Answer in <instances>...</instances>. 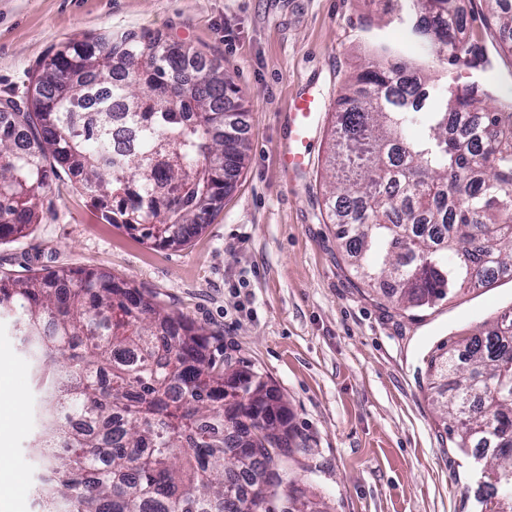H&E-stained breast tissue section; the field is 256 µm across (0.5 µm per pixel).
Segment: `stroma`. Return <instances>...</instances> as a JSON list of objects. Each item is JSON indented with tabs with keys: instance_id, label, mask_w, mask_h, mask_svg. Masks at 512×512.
Returning a JSON list of instances; mask_svg holds the SVG:
<instances>
[{
	"instance_id": "obj_1",
	"label": "stroma",
	"mask_w": 512,
	"mask_h": 512,
	"mask_svg": "<svg viewBox=\"0 0 512 512\" xmlns=\"http://www.w3.org/2000/svg\"><path fill=\"white\" fill-rule=\"evenodd\" d=\"M406 0H0V99L25 103L29 77L62 42L149 31L223 64L236 85L249 151L210 224L156 245L100 223L89 196L59 172L40 224L0 241V276L93 270L128 281L167 312L205 330L210 351L262 377L314 454L300 483L327 512H481L496 504L488 452L454 447L435 408L430 362L481 335L512 306V285L398 313L345 260L327 218L325 159L335 105L372 44L398 50L427 95L442 91L414 45ZM319 103L287 172L282 150L301 94ZM18 395L0 438L22 479L11 512H37L42 470L33 364L0 322V373Z\"/></svg>"
}]
</instances>
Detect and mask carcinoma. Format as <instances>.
<instances>
[{"label": "carcinoma", "instance_id": "obj_1", "mask_svg": "<svg viewBox=\"0 0 512 512\" xmlns=\"http://www.w3.org/2000/svg\"><path fill=\"white\" fill-rule=\"evenodd\" d=\"M497 41L512 42L508 0H484ZM428 62L451 67L486 48L457 38L452 0H409ZM380 60L336 100L326 160L336 238L402 311L433 308L512 270V103L465 84L422 122L420 80ZM237 90L220 63L145 32L69 40L30 76L28 105L0 100V240L40 222L57 167L106 203L99 219L158 243L210 223L248 146L224 129ZM126 134L112 133L114 112ZM34 358L43 469L40 512H319L298 501L297 442L258 376L207 352L202 329L137 288L93 273L0 278ZM458 448H495L512 485V319L435 367ZM300 506L288 507V503Z\"/></svg>", "mask_w": 512, "mask_h": 512}]
</instances>
